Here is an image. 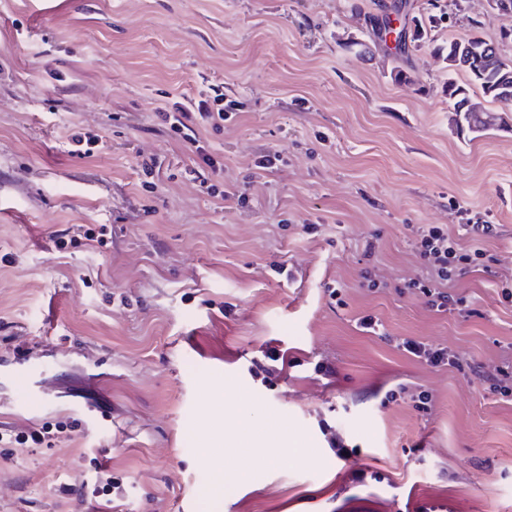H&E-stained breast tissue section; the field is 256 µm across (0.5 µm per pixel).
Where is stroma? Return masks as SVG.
<instances>
[{
    "instance_id": "35a3bbf8",
    "label": "stroma",
    "mask_w": 512,
    "mask_h": 512,
    "mask_svg": "<svg viewBox=\"0 0 512 512\" xmlns=\"http://www.w3.org/2000/svg\"><path fill=\"white\" fill-rule=\"evenodd\" d=\"M393 3L0 0V429L52 434L48 449L0 447V512H90L60 487L98 463L125 512H179L189 493L195 512H512V397L396 347L416 337L512 360V307L493 288L512 281V104L446 61L449 40L474 33L512 61V15L404 0V27L424 32L400 47L370 27ZM452 81L501 124L469 136ZM209 84L238 106L201 137L242 202L191 180L202 161L157 116ZM76 131L103 141L70 154ZM274 151L281 162L258 169ZM475 216L496 227L494 261L448 286L474 313L431 312L404 287L420 270L409 227L455 234ZM76 224L107 225L106 247L57 250ZM364 314L386 336L363 332ZM271 347L300 361L272 389L248 371ZM320 361L331 375L314 373ZM403 387L432 393L429 415L384 403ZM322 419L381 481L350 480ZM259 438L299 448L272 462Z\"/></svg>"
}]
</instances>
